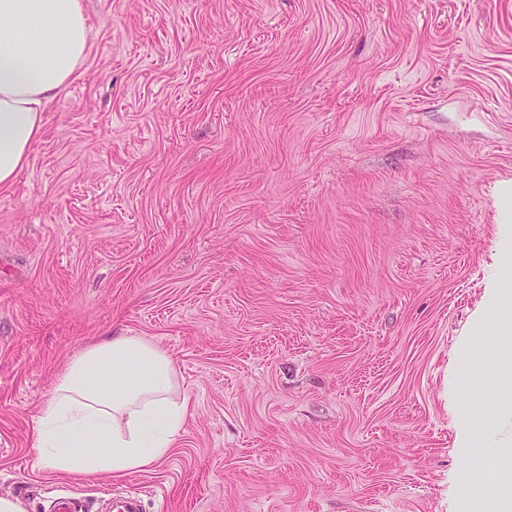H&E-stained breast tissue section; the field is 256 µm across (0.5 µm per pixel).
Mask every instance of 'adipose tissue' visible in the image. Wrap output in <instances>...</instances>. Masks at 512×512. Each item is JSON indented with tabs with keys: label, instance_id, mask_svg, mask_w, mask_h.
Here are the masks:
<instances>
[{
	"label": "adipose tissue",
	"instance_id": "ef3b65f1",
	"mask_svg": "<svg viewBox=\"0 0 512 512\" xmlns=\"http://www.w3.org/2000/svg\"><path fill=\"white\" fill-rule=\"evenodd\" d=\"M84 0H0V189L28 166L43 113L81 74L90 52ZM488 344L512 351V275L495 292ZM167 350L142 336L83 349L39 404L33 446L54 474L122 477L157 465L191 414Z\"/></svg>",
	"mask_w": 512,
	"mask_h": 512
}]
</instances>
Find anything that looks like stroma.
Returning a JSON list of instances; mask_svg holds the SVG:
<instances>
[{
  "mask_svg": "<svg viewBox=\"0 0 512 512\" xmlns=\"http://www.w3.org/2000/svg\"><path fill=\"white\" fill-rule=\"evenodd\" d=\"M84 2L85 67L0 192V496L474 512L512 482V412L456 392L512 266V0ZM122 335L194 402L176 447L37 468L56 375Z\"/></svg>",
  "mask_w": 512,
  "mask_h": 512,
  "instance_id": "obj_1",
  "label": "stroma"
}]
</instances>
